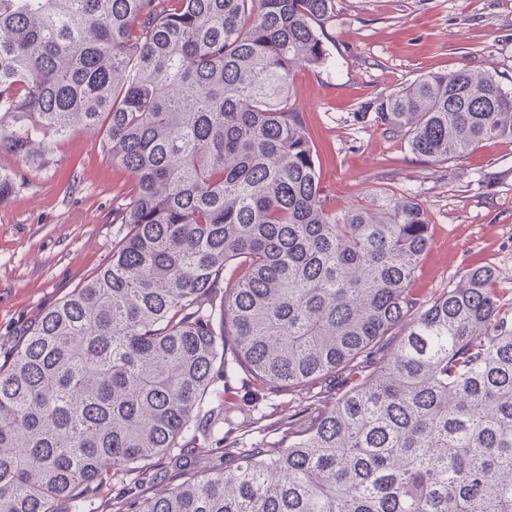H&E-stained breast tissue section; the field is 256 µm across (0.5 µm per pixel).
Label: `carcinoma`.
Listing matches in <instances>:
<instances>
[{
	"mask_svg": "<svg viewBox=\"0 0 512 512\" xmlns=\"http://www.w3.org/2000/svg\"><path fill=\"white\" fill-rule=\"evenodd\" d=\"M334 10L0 0V152L81 127L135 177L111 259L0 362V512H86L164 457L172 487L114 512H512V287L477 267L422 301L424 204L327 206L292 88ZM359 115L436 167L512 139V87L429 72ZM239 374L301 399L247 446L204 410ZM134 481V475L123 477V480H112L110 484L103 485L97 490L96 495L89 503L88 509L91 512H113L112 510V499L116 495L118 489L128 483Z\"/></svg>",
	"mask_w": 512,
	"mask_h": 512,
	"instance_id": "cac0c4a2",
	"label": "carcinoma"
}]
</instances>
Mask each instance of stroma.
<instances>
[{
  "label": "stroma",
  "instance_id": "1",
  "mask_svg": "<svg viewBox=\"0 0 512 512\" xmlns=\"http://www.w3.org/2000/svg\"><path fill=\"white\" fill-rule=\"evenodd\" d=\"M329 58L295 73L297 105L320 153L330 203L344 207L389 187L426 207L431 245L411 285L428 300L480 266L512 279V140H490L443 168H425L403 140L357 119L361 102L421 74L486 71L512 86V0H335L324 29ZM15 181L0 203V357L27 328L112 255V205L133 183L100 136L76 130L54 142L52 161L29 168L0 153Z\"/></svg>",
  "mask_w": 512,
  "mask_h": 512
}]
</instances>
